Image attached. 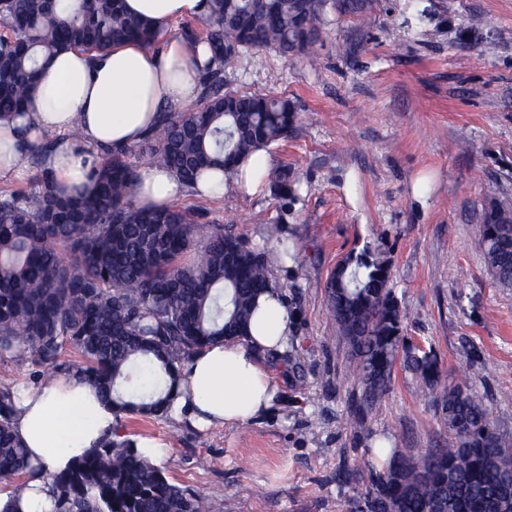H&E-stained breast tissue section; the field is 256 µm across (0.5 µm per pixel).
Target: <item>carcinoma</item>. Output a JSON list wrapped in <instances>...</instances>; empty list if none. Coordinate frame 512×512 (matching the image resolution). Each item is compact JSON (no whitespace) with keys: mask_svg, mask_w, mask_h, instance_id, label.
<instances>
[{"mask_svg":"<svg viewBox=\"0 0 512 512\" xmlns=\"http://www.w3.org/2000/svg\"><path fill=\"white\" fill-rule=\"evenodd\" d=\"M323 0H205L206 30L184 31L210 53L195 103L163 109L140 143L92 156L93 191L63 195L43 157L56 144L44 133L23 151L35 174L24 190L0 193V360L60 369L98 389L117 412L164 419L176 364L198 349L246 335L255 296L270 268L288 254L260 251L213 224L196 259L198 214L137 202L130 157L147 155L187 189L203 168L232 175L238 164L293 133L296 107L286 96L225 87L224 74L250 53L310 55L321 34ZM139 40L159 49L152 24L123 0H0V115H20L65 49L104 51ZM283 204L297 181L286 165L269 170ZM487 267L512 288V211L493 207L480 224ZM390 261L367 247L343 257L325 286L328 309L348 348L359 395L351 419L363 427L388 396L396 363L433 395L448 446L392 451L354 501L356 512H512V435L490 416L485 397L442 383L437 356L409 342L391 286ZM72 347L81 361L60 362ZM14 395L0 385V478L36 474L13 431ZM359 466L336 480L358 484ZM54 512H213L203 494L168 480L130 439L106 435L67 469L48 475Z\"/></svg>","mask_w":512,"mask_h":512,"instance_id":"cac0c4a2","label":"carcinoma"}]
</instances>
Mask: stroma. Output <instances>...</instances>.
I'll use <instances>...</instances> for the list:
<instances>
[{
  "label": "stroma",
  "mask_w": 512,
  "mask_h": 512,
  "mask_svg": "<svg viewBox=\"0 0 512 512\" xmlns=\"http://www.w3.org/2000/svg\"><path fill=\"white\" fill-rule=\"evenodd\" d=\"M322 27L310 56L266 50L226 73L231 89L296 103L293 135L268 156L291 168L297 198L231 188L180 201L251 245L288 249L270 276L294 317L299 367L283 371L278 405L248 423L121 422L126 436L163 443L169 481L214 512H351L342 463L380 445H447L432 397L400 365L365 428L347 416L357 387L325 284L354 249L386 250L410 342L485 394L512 433V288L495 283L479 247L483 211L512 210V0H363L355 12L327 0Z\"/></svg>",
  "instance_id": "35a3bbf8"
}]
</instances>
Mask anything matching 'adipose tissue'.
Returning <instances> with one entry per match:
<instances>
[{
    "mask_svg": "<svg viewBox=\"0 0 512 512\" xmlns=\"http://www.w3.org/2000/svg\"><path fill=\"white\" fill-rule=\"evenodd\" d=\"M123 2L128 12L152 21L162 50L128 41L104 53L57 54L25 115L0 117V180L22 175L18 159L24 141H36L48 131L56 135L57 144L44 165L57 184L91 189L88 151L137 144L154 125L160 107H182L196 97L201 49L175 34L173 26L202 16V0ZM269 167L266 152H257L239 177L230 179L218 170L204 172L195 193L220 197L230 188L258 191ZM139 176L141 202L168 205L184 193L165 170L147 166ZM291 333V317L280 289L268 288L256 300L243 341L204 348L181 362L169 418L208 428L243 423L266 413L279 393L271 359L284 352ZM14 391V431L31 458L52 473L64 470L118 424L115 412L96 390L71 375L36 388L19 384Z\"/></svg>",
    "mask_w": 512,
    "mask_h": 512,
    "instance_id": "adipose-tissue-1",
    "label": "adipose tissue"
}]
</instances>
